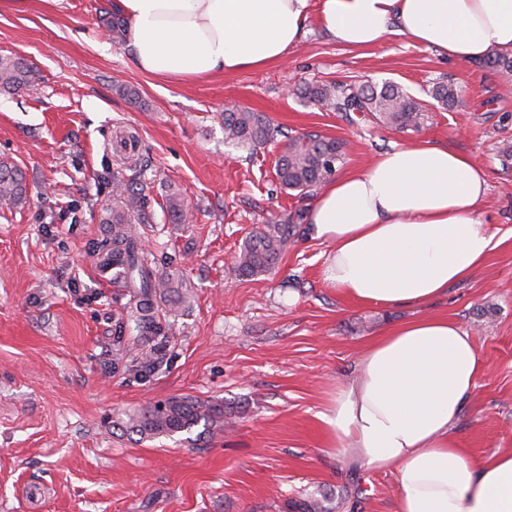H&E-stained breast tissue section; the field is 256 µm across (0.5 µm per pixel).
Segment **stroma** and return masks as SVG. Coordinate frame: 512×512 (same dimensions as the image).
Instances as JSON below:
<instances>
[{"label": "stroma", "mask_w": 512, "mask_h": 512, "mask_svg": "<svg viewBox=\"0 0 512 512\" xmlns=\"http://www.w3.org/2000/svg\"><path fill=\"white\" fill-rule=\"evenodd\" d=\"M110 7L36 0L0 12V55L34 71L31 89L0 91V161L22 168L29 187L25 206L0 204V512H281L310 496L338 501L335 512H394L396 474L332 456L318 414L373 340L425 315L466 328L486 367L455 427L462 447L475 458L512 450V163L497 155L512 141V90L500 76L397 34L350 49L312 18L285 61L161 81L106 29ZM440 78L461 86V105L432 106L407 132L293 93L305 81L370 79L421 98ZM117 83L134 87L140 106ZM232 106L264 113L274 141L254 153L225 143L220 114ZM131 126L151 216L140 244L155 273L180 274L194 297L189 311L162 313L164 342H148L128 314L125 279L100 267L117 140ZM304 134L342 141L347 172L419 140L467 154L489 183L481 213L495 238L484 265L422 306L363 304L323 282L328 247L302 227L272 272L240 276L245 237L310 204L275 175L289 137ZM171 188L190 223H169ZM179 395L222 402L223 430L142 440L126 429L128 409Z\"/></svg>", "instance_id": "obj_1"}]
</instances>
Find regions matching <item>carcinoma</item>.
I'll list each match as a JSON object with an SVG mask.
<instances>
[{
	"label": "carcinoma",
	"instance_id": "cac0c4a2",
	"mask_svg": "<svg viewBox=\"0 0 512 512\" xmlns=\"http://www.w3.org/2000/svg\"><path fill=\"white\" fill-rule=\"evenodd\" d=\"M482 65L504 79L512 78V56L489 55ZM32 70L27 61L17 56H0V88L20 91L32 87ZM426 95L442 108L454 107L461 98V89L452 81L435 83ZM299 97L329 112L367 114L385 127L411 129L419 126L427 101L406 92L399 84L385 81L305 84ZM224 141L238 148L254 150L270 141L275 127L268 117L247 109H227L223 113ZM345 162L344 143L331 137L310 135L288 139V146L276 166L278 184L284 190L307 196L318 185L332 179ZM134 180L116 179L112 190V206L105 222L112 225V259L129 281L140 286L130 291V314L143 327L160 329L159 307L175 311L191 306L192 292L176 274L154 277L152 259L137 241L135 224L146 219L145 198L133 187ZM28 185L23 171L0 163V204L18 208L28 201ZM165 206L172 222L183 224L188 218V205L181 193L172 190L165 197ZM296 219L303 220L297 213ZM294 219V220H296ZM294 220L268 224L248 236L241 246L236 270L242 276H256L273 270L293 235ZM224 428V404L204 401L194 396H174L166 400L132 408L125 413L126 428L141 438L171 436L188 431L199 423ZM285 512H332L318 500L289 502Z\"/></svg>",
	"mask_w": 512,
	"mask_h": 512
}]
</instances>
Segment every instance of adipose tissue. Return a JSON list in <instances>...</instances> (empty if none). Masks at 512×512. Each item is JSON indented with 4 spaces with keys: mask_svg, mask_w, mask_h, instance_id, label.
<instances>
[{
    "mask_svg": "<svg viewBox=\"0 0 512 512\" xmlns=\"http://www.w3.org/2000/svg\"><path fill=\"white\" fill-rule=\"evenodd\" d=\"M136 67L186 82L283 60L310 16L352 49L391 33L463 63L512 54V0H113ZM485 171L427 141L395 146L327 182L308 209L329 248L323 281L383 307L421 305L481 268ZM483 372L469 333L445 316L384 331L319 418L329 446L398 476L395 512H512V451L469 455L454 433Z\"/></svg>",
    "mask_w": 512,
    "mask_h": 512,
    "instance_id": "1",
    "label": "adipose tissue"
}]
</instances>
